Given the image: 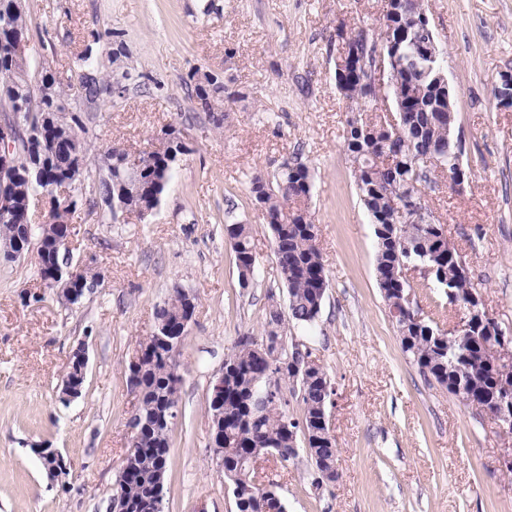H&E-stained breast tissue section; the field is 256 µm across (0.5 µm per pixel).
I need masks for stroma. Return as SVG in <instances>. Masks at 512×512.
<instances>
[{
  "mask_svg": "<svg viewBox=\"0 0 512 512\" xmlns=\"http://www.w3.org/2000/svg\"><path fill=\"white\" fill-rule=\"evenodd\" d=\"M30 69L46 68L79 98L91 157L151 149L168 128L190 148L160 207L141 219L82 204L71 215L73 262L97 273L94 293L69 304L46 288L36 255L0 259V512H107L137 401L129 364L173 287L197 298L175 360L182 375L172 427L165 512H236L210 446L209 385L239 338L258 336L287 293L254 176L307 166L328 288L317 325L297 330L330 376L338 477L310 486V461L262 464L288 512H512V434L428 384L403 352L376 281L375 236L345 152L348 103L338 93V31L376 36L384 0H24ZM454 90L461 192L447 174L424 200L445 224L485 306L512 330V110L494 87L512 70V0H424ZM95 44L99 75L112 54L131 72L121 95L81 99L76 56ZM239 91L216 128L186 84L192 71ZM249 225L258 273L242 284L224 227ZM421 316L451 330L461 314L431 277L408 271ZM41 301H33V294ZM85 345L81 398L59 395L73 350ZM58 449L65 480L37 454Z\"/></svg>",
  "mask_w": 512,
  "mask_h": 512,
  "instance_id": "obj_1",
  "label": "stroma"
}]
</instances>
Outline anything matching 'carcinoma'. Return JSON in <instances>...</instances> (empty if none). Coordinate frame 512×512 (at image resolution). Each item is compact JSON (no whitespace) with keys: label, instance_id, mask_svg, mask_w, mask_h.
Listing matches in <instances>:
<instances>
[{"label":"carcinoma","instance_id":"cac0c4a2","mask_svg":"<svg viewBox=\"0 0 512 512\" xmlns=\"http://www.w3.org/2000/svg\"><path fill=\"white\" fill-rule=\"evenodd\" d=\"M424 13L422 0H404L400 11L390 20L394 31L408 32ZM28 31V19L23 0H0V110L12 112L15 96L32 86L33 76L22 69L12 58L9 46L16 37ZM129 79L124 70L113 82L85 87V97H95L103 92H112ZM190 80L195 82V100L218 97L223 92L224 82L216 80L207 90L196 82V73ZM367 84L356 82L351 87L352 112L367 111ZM397 111L395 116L402 126V133L393 139L384 128L380 118L359 119L361 134L346 123L345 147L351 163L358 196L372 219L376 238L375 271L387 309L396 305L400 291L410 284L393 281L392 273L405 263L418 262L434 268L433 278L441 288L450 290L448 302L466 311L470 297L477 293L467 275L458 249L444 235L442 223L432 210L400 216L391 207V201L402 194L416 192L415 184L406 181V175H415L416 184L435 185L433 178L437 169L453 171L458 161V147L448 138V119H436L432 94L426 76L411 68L392 79L387 89ZM70 109L72 117L60 124L57 130H47V137L58 141L55 155L44 157L43 169L28 162L29 149L21 145L20 171L24 177L14 184L15 196L23 198L46 184H63L69 179L67 172L72 165L80 168L82 181H91V188L105 205L103 213L114 216L106 201L122 194L124 203L130 207L156 210L173 177L178 156L190 152L179 139L167 155L142 152L139 157L148 168L143 184L126 183L117 186L115 178L131 161L129 153L111 148L112 180L105 183L102 177L91 174L88 147L78 131L83 129L78 105L72 102L58 84H53L52 99L31 94L28 119L37 125L38 119L47 112ZM441 146L439 163L419 166L414 172L408 165L426 155L430 146ZM252 186L258 187L255 201L266 214V222L274 240V253L280 267L283 286L288 297V315L265 323L264 337H241L234 350L224 360V417L214 422L218 429L220 445L218 467L224 477L241 476L239 483L249 486L244 494H234L236 512H288V505L278 491V486L260 487L250 484L249 467L254 455H269L282 463L290 458L280 453L288 443L296 439L294 429L303 422L309 429H321L327 416L333 383L323 368L311 369L303 381V395L299 398L302 413L296 419L288 415V401L278 400L263 414H256V400L269 380L293 392L294 374L290 367L270 368L269 348L285 340L292 341L288 328L312 329L320 317L325 300L328 281L325 265L317 245L318 226L312 217L298 215L294 208L287 207L288 190L297 188L311 192L307 167L301 163L287 165L271 179L254 177ZM224 233L229 238L235 253L239 276L245 283L254 276L256 256L251 243L250 229L246 224H226ZM196 297L183 289H172L167 301L153 310L154 325L168 323L179 312L185 314L196 310ZM404 353L418 367L420 373L430 381L448 390L452 395L463 394L465 404L481 409L496 401L504 392L498 373L480 356L481 341L486 339L484 327L470 328L462 335L445 332L429 322H406L397 316L391 317ZM169 348L159 345L150 354L144 355L137 364L141 394L140 417L143 423L137 448L130 452L126 466L118 475L119 483L128 498L127 512H164L165 505H155L154 486L161 473L168 471L170 432L172 425L163 419V414L172 406H178L182 377L174 358L168 355ZM314 449L310 457L312 471L311 486L321 488V475L317 467L331 456L337 448L309 444Z\"/></svg>","mask_w":512,"mask_h":512}]
</instances>
